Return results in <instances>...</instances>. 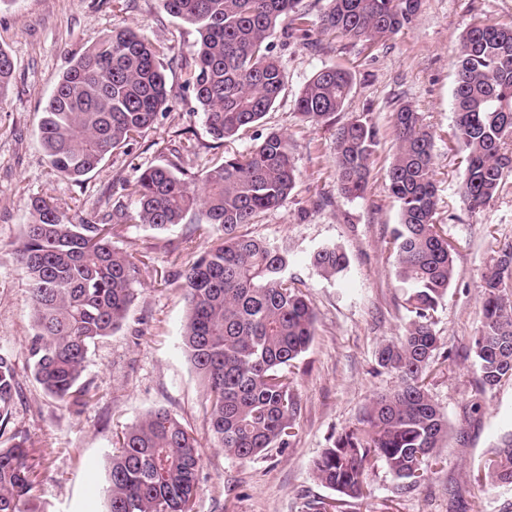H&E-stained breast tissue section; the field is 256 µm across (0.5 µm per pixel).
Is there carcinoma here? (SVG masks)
Masks as SVG:
<instances>
[{
	"label": "carcinoma",
	"mask_w": 512,
	"mask_h": 512,
	"mask_svg": "<svg viewBox=\"0 0 512 512\" xmlns=\"http://www.w3.org/2000/svg\"><path fill=\"white\" fill-rule=\"evenodd\" d=\"M164 10L197 34L187 79L208 133L228 141L259 123L284 88L271 38L310 40L301 0H162ZM419 0H327L323 35L372 43L396 35L416 15ZM167 48L126 27L110 29L63 72L39 121V141L51 169L73 181L97 169L115 150L142 135L169 107L162 60ZM14 65L0 48V99ZM353 85L341 67L317 71L296 108L318 124L343 110ZM453 137L464 156L459 196L471 212L484 210L512 176V25L480 23L463 34L452 92ZM397 151L386 174L399 203L400 223L389 241L394 276L404 289L409 319L383 344L378 365L401 384L364 408L315 460L316 480L338 494L314 500L313 512H333L367 497V472L380 460L400 498L413 496L448 439V416L429 395L442 356L433 314L455 275L454 248L434 223L433 134L406 105L393 113ZM377 130L365 118L336 128L338 186L349 198L370 188ZM202 185L196 190L194 184ZM296 186L288 138L268 133L247 154L194 173L175 162L145 168L125 186L135 209L122 204L100 220L73 221L44 198L29 200V222L17 249L31 287L35 333L29 343L35 380L51 397L78 406L91 398L81 382L88 349L126 319L139 266L113 245V231L142 224L166 232L190 220L213 228L211 248L188 265L181 285L188 313L181 334L210 409V437L224 454L252 460L286 448L295 436L299 401L292 368L315 333L314 307L288 276L285 244L250 237L241 228L261 212L283 206ZM311 263L324 277L348 269L336 245L317 248ZM481 327L472 350L478 388L512 385V242L481 273ZM18 383L0 354V437ZM109 462L106 512H194L201 463L197 438L164 409L151 410L118 437ZM482 485L512 487V430L501 433L481 465ZM38 484L25 440L0 442V512H36Z\"/></svg>",
	"instance_id": "cac0c4a2"
}]
</instances>
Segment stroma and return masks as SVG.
I'll return each instance as SVG.
<instances>
[{
    "label": "stroma",
    "instance_id": "1",
    "mask_svg": "<svg viewBox=\"0 0 512 512\" xmlns=\"http://www.w3.org/2000/svg\"><path fill=\"white\" fill-rule=\"evenodd\" d=\"M486 22H512V0H421L411 24L373 43L325 36L313 49L274 35L283 91L259 124L238 139L217 142L208 135L180 68L196 34L171 18L161 0H0V48L14 63L12 85L0 99V353L11 358L19 381L7 431L26 441L40 512H106L102 487L117 437L158 408L199 441L195 512H306L308 501L334 498V491L315 480L314 460L374 397L399 384L377 358L381 345L408 320L386 246L400 219L385 174L397 147L392 114L403 103L422 114L434 136L435 221L457 247L454 279L434 314L447 359L429 385L432 399L448 415L449 435L442 468L413 497L395 495V481L379 462L367 476L370 496L343 512H499L502 502L512 501V489L481 490L474 482L484 453L498 434L512 429V386L480 393L471 352L480 326V272L512 240V179L485 210L469 213L458 194L463 158L451 142L459 40L466 29ZM120 26L171 47L173 58L165 68L172 101L149 131L75 182L54 173L44 156L38 139L41 110L72 60ZM326 66L349 70L353 88L335 119L311 124L297 114L295 100ZM359 116L376 127L378 146L368 194L352 199L338 187L333 141L340 124ZM272 131L289 140L297 185L283 207L259 214L243 231L288 243L293 255L288 274L301 281L316 312L315 336L295 370L300 413L290 446L242 462L226 457L210 440L203 389L180 344L187 306L173 283L189 261L184 238L193 237L199 253L211 245L214 235L203 225L184 223L166 233L140 224L116 229V246L142 269L128 316L89 349L83 372L92 393L87 405L69 407L46 394L28 356L33 310L16 259L29 198L99 218L115 204L133 206L123 184L166 160L170 140L191 144L180 165L197 171L225 155L251 151ZM326 244L346 253L345 278L327 279L314 271L311 255ZM475 401L481 408L473 414L469 406Z\"/></svg>",
    "mask_w": 512,
    "mask_h": 512
}]
</instances>
